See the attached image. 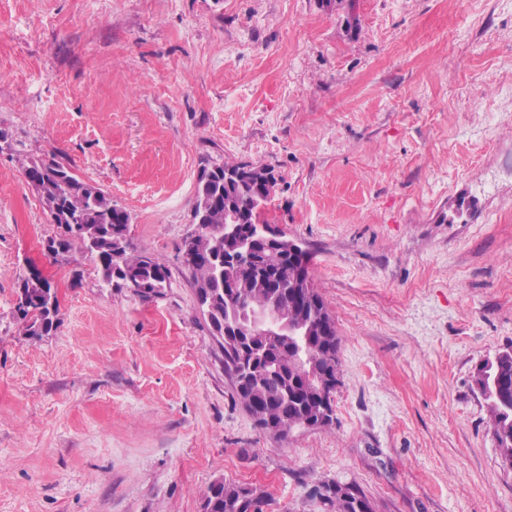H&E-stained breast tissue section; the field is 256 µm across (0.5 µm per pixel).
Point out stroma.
<instances>
[{
    "label": "stroma",
    "instance_id": "1",
    "mask_svg": "<svg viewBox=\"0 0 512 512\" xmlns=\"http://www.w3.org/2000/svg\"><path fill=\"white\" fill-rule=\"evenodd\" d=\"M0 512H512L482 361L512 346V0H0ZM56 154L171 273L59 258L23 173ZM277 179L339 336L333 424L277 438L232 396L180 247L206 159ZM37 273L58 325L16 312ZM215 486L220 487L219 491L210 495ZM204 500L205 512H263L262 507L266 504L263 492L257 488L248 494H240L235 484L222 480H216L209 486ZM354 494L347 496L339 491H328L326 494L318 492L324 505L331 512H375L374 506L366 494L356 485L352 484Z\"/></svg>",
    "mask_w": 512,
    "mask_h": 512
}]
</instances>
